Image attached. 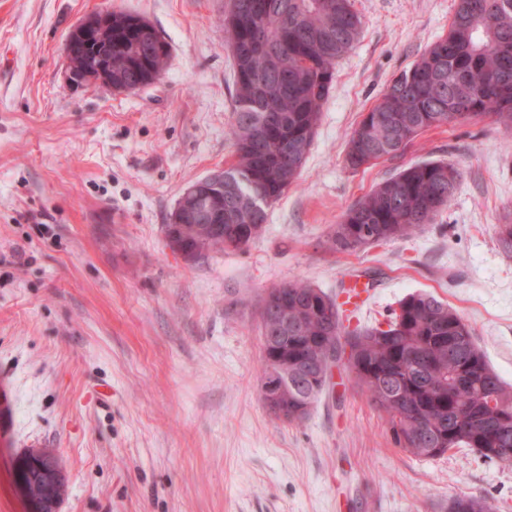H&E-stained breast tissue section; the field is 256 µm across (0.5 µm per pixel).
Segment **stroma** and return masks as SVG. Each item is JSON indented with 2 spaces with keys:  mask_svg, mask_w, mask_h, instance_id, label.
Returning <instances> with one entry per match:
<instances>
[{
  "mask_svg": "<svg viewBox=\"0 0 512 512\" xmlns=\"http://www.w3.org/2000/svg\"><path fill=\"white\" fill-rule=\"evenodd\" d=\"M224 0H0V512L29 445L67 476L60 512H446L488 498L512 512V466L468 448L418 458L352 388L344 365L301 421L261 397L259 305L305 280L332 298L368 289L361 326L428 292L474 329L512 385V136L490 118L421 133L351 169L346 143L390 81L445 35L455 0H353L362 34L338 61L299 179L247 248L192 262L164 227L183 190L235 160ZM148 20L165 75L135 92L70 85L66 42L93 12ZM461 173L408 239L326 246L346 211L409 165ZM111 394L96 401L97 383ZM448 512H492V504L485 497L458 494L448 501Z\"/></svg>",
  "mask_w": 512,
  "mask_h": 512,
  "instance_id": "35a3bbf8",
  "label": "stroma"
}]
</instances>
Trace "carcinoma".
<instances>
[{"label":"carcinoma","mask_w":512,"mask_h":512,"mask_svg":"<svg viewBox=\"0 0 512 512\" xmlns=\"http://www.w3.org/2000/svg\"><path fill=\"white\" fill-rule=\"evenodd\" d=\"M485 0H457L448 33L391 80L347 142V162L356 169L402 153L423 131L488 116L512 135V14L487 23ZM224 33L233 59V122L228 129L235 162L224 174L247 167V181L224 190L230 220L224 228L247 232L250 245L267 223V209L299 177L286 173L282 140L312 146L335 68L356 42L361 18L352 0H224ZM69 56L76 82L105 54L112 87H145L165 73L169 44L142 17L112 12V25L77 38ZM288 45L280 68L268 71L265 49ZM477 67L469 85L448 67ZM269 72L260 85L255 72ZM281 117L270 125L267 113ZM444 162L416 164L380 183L346 212L332 246L354 250L408 238L430 224L447 205L457 182H448ZM499 247L512 255V224L496 229ZM288 302V329L268 297L261 298L265 323L262 349L288 363V400L281 418H306L329 380L333 364L347 360L353 387L386 414L397 445L421 458L470 448L486 460L512 466V386L492 369L474 330L447 303L427 293L405 297L388 329L343 331L335 301L302 281L279 286ZM494 398L496 406L487 405ZM448 512H492L485 497L458 494Z\"/></svg>","instance_id":"carcinoma-1"}]
</instances>
